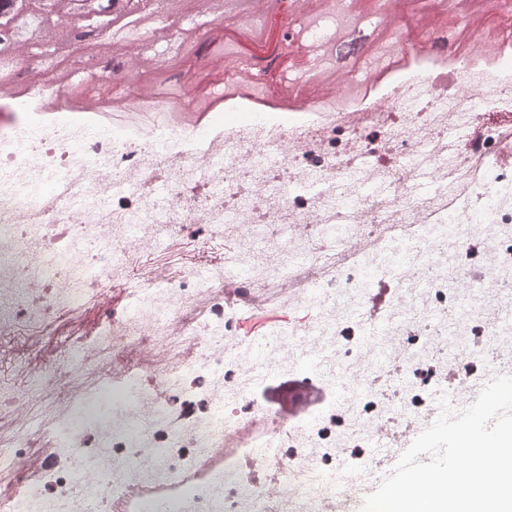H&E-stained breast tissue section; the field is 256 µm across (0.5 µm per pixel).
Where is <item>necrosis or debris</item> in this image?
<instances>
[{
	"instance_id": "1",
	"label": "necrosis or debris",
	"mask_w": 512,
	"mask_h": 512,
	"mask_svg": "<svg viewBox=\"0 0 512 512\" xmlns=\"http://www.w3.org/2000/svg\"><path fill=\"white\" fill-rule=\"evenodd\" d=\"M486 22L446 76L420 53L302 124L0 127V512H349L439 394L512 375V43L479 64ZM135 275L150 289L101 300ZM258 307L293 316L242 340ZM297 370L317 413L253 399Z\"/></svg>"
}]
</instances>
